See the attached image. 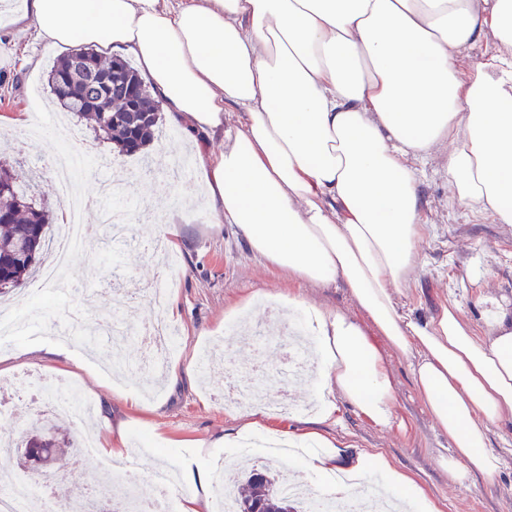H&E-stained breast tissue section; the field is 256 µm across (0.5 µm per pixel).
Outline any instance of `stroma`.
I'll list each match as a JSON object with an SVG mask.
<instances>
[{
    "label": "stroma",
    "mask_w": 512,
    "mask_h": 512,
    "mask_svg": "<svg viewBox=\"0 0 512 512\" xmlns=\"http://www.w3.org/2000/svg\"><path fill=\"white\" fill-rule=\"evenodd\" d=\"M65 53L62 47L46 50L33 31L0 26V117L9 120L0 129L5 157L21 159L24 147L17 136L29 132L31 123L58 122L61 113L48 76ZM68 127L69 144L87 146L95 157L108 160V167H93L94 176L123 179L120 199L134 212L133 235L142 246L89 242L73 262L66 291L58 294L49 288L36 299L30 294L36 286L31 280L13 292L8 308L19 316L21 328L0 340V395L12 400L8 409H0V432H12L23 443L37 423L25 403L13 397L18 375H66L94 401L85 426L63 422L70 441L80 442L86 428L96 434L100 446H107L113 427L121 423L129 447L147 449L148 465L180 468L189 462L209 473L220 462L221 478L229 481L245 466L267 459L255 450L246 461L223 462L224 438L246 416L228 411L220 394L230 372L258 363L263 371L256 381L266 394L287 397L295 406L287 414H266L264 426L292 434L314 429L336 438L343 454L382 455L424 490L438 512H512V424L489 432L490 445L502 458L495 480L478 474L451 480L439 464L450 452L448 438L434 426L415 390L407 360L385 356L395 382L392 420L385 426L369 424L345 401L333 417L315 421L317 408L305 385L278 384L292 342L289 330L300 317L273 312L276 296L298 298L357 321L362 315L343 281L318 287L274 271L251 252L235 225L212 222L197 151L181 125L161 118L145 163L113 152L111 144L96 139L89 121L72 115ZM449 150L445 144L413 162L434 228L417 243L422 264L411 274L407 307L422 323L435 317L442 305L457 306L463 322L481 336L498 307L512 309V226L472 215L457 201L445 174ZM153 199L165 201L166 213L147 215ZM160 224L179 237L173 253L161 255L150 248ZM169 279L174 282L175 305L168 318L178 328L177 339L164 372L152 381L139 372L146 349L138 331L159 314L148 288ZM102 317L117 318L133 333L120 360H113L104 342L86 347L72 342L73 359L65 364L48 354L56 335L47 330V323L89 336ZM130 390L139 393V407L126 400ZM110 468L113 475L103 482L92 462L79 471L62 469V485H96L109 501L124 503L128 486L118 477L124 466L114 461Z\"/></svg>",
    "instance_id": "obj_1"
}]
</instances>
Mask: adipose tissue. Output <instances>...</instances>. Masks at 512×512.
<instances>
[{
  "label": "adipose tissue",
  "instance_id": "obj_1",
  "mask_svg": "<svg viewBox=\"0 0 512 512\" xmlns=\"http://www.w3.org/2000/svg\"><path fill=\"white\" fill-rule=\"evenodd\" d=\"M0 23L34 29L50 50L134 57L170 120L224 135L222 153L199 155L214 223L236 225L297 280L345 281L361 320L288 302L318 342L320 419L346 400L388 424L385 355L397 354L448 437L449 476L495 479L489 431L512 423V311L481 338L456 308L421 324L403 299L429 232L413 159L449 143L458 201L512 224V0H22ZM485 36L494 52L464 59ZM283 444L302 448L295 462L314 492L352 496L377 478L400 506L425 501L383 457L340 466L315 430Z\"/></svg>",
  "mask_w": 512,
  "mask_h": 512
}]
</instances>
